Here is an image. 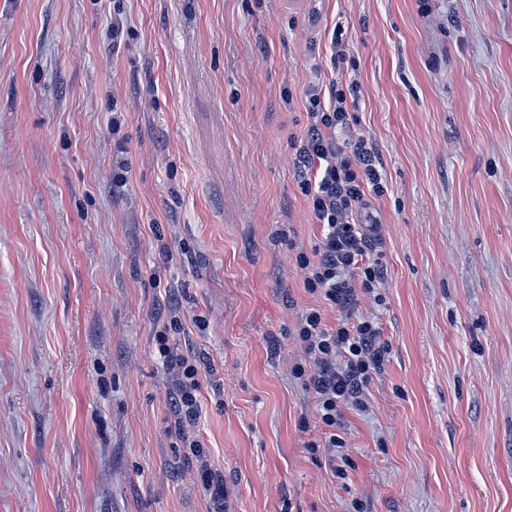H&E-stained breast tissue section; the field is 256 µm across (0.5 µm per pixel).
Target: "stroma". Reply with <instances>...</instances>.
Here are the masks:
<instances>
[{
  "label": "stroma",
  "instance_id": "stroma-1",
  "mask_svg": "<svg viewBox=\"0 0 512 512\" xmlns=\"http://www.w3.org/2000/svg\"><path fill=\"white\" fill-rule=\"evenodd\" d=\"M337 26L387 345L342 478L291 374L302 312L340 317L296 169ZM0 512H512V0H0ZM184 330L183 323L176 315V308L170 309L167 322L156 327L154 339L157 355L162 365L176 372L175 394L172 399L178 425L179 439L183 448H190L193 455H203V446L194 436L193 428L200 419L202 408L199 400L201 364L196 358L178 354L170 344V338Z\"/></svg>",
  "mask_w": 512,
  "mask_h": 512
}]
</instances>
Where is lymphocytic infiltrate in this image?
<instances>
[{"label":"lymphocytic infiltrate","instance_id":"obj_1","mask_svg":"<svg viewBox=\"0 0 512 512\" xmlns=\"http://www.w3.org/2000/svg\"><path fill=\"white\" fill-rule=\"evenodd\" d=\"M307 100L309 125L298 150V186L323 234L313 254H299L297 263L305 291L346 317L332 327L319 309L301 315L294 333L306 362L295 365L292 375L314 399L327 447L342 449V409L363 407L373 376L386 361L377 323L353 315L360 299L374 296L384 278L383 268L371 258L372 237L361 220L367 195H382L384 186L373 145L361 137L346 144L336 137L351 124L342 82L311 88ZM182 329L179 317L169 314L154 339L162 365L176 373L173 407L179 439L199 457L203 446L194 428L202 412V369L200 360L177 353L171 345Z\"/></svg>","mask_w":512,"mask_h":512}]
</instances>
